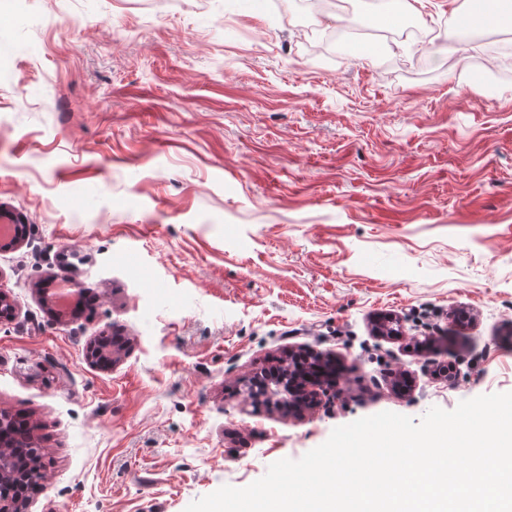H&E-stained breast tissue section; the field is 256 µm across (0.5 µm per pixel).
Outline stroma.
<instances>
[{
    "label": "stroma",
    "instance_id": "35a3bbf8",
    "mask_svg": "<svg viewBox=\"0 0 512 512\" xmlns=\"http://www.w3.org/2000/svg\"><path fill=\"white\" fill-rule=\"evenodd\" d=\"M283 2L0 16V211L27 227L0 250V411L46 450L28 512H184L359 418L512 392V77L486 92L462 23L435 60L334 61L309 22L379 45L378 0ZM63 276L91 301L65 324L40 293ZM101 334L126 342L109 368ZM301 349L337 357L336 392L248 400Z\"/></svg>",
    "mask_w": 512,
    "mask_h": 512
}]
</instances>
